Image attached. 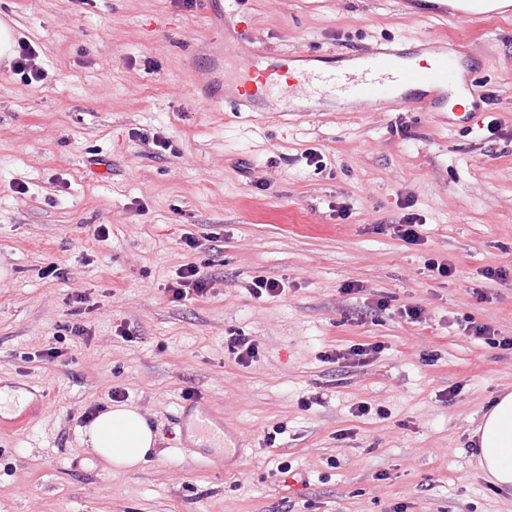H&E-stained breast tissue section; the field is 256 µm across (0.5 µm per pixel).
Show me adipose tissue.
Instances as JSON below:
<instances>
[{
	"label": "adipose tissue",
	"instance_id": "obj_1",
	"mask_svg": "<svg viewBox=\"0 0 512 512\" xmlns=\"http://www.w3.org/2000/svg\"><path fill=\"white\" fill-rule=\"evenodd\" d=\"M475 434L480 467L497 486L512 487V392L495 399ZM81 440L114 469L126 470L145 461L156 435L138 408L119 405L97 414L82 428Z\"/></svg>",
	"mask_w": 512,
	"mask_h": 512
}]
</instances>
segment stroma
Masks as SVG:
<instances>
[{
    "instance_id": "stroma-1",
    "label": "stroma",
    "mask_w": 512,
    "mask_h": 512,
    "mask_svg": "<svg viewBox=\"0 0 512 512\" xmlns=\"http://www.w3.org/2000/svg\"><path fill=\"white\" fill-rule=\"evenodd\" d=\"M242 8L250 41L204 57L188 50L212 23L199 4L0 0L45 73L29 86L0 68V392L20 409L41 404L29 430H0V512H512V489L478 467L474 435L512 391V349L460 325L512 336V16L445 22L399 0ZM417 38L464 46L472 120L219 112L194 92L215 78V56L238 71L257 47ZM153 137L168 149L152 150ZM407 210L420 244L386 230ZM431 258L455 274L432 276ZM51 262L60 278H42ZM185 264L211 290L178 304L166 287ZM495 267L506 280L485 279ZM261 276L283 293L254 298ZM351 282L360 292L344 293ZM81 291L93 308L77 317ZM410 306L420 322L403 317ZM79 321L88 338L70 333ZM233 336L257 345L250 366L229 353ZM56 337L66 353L50 363ZM357 343L384 350L363 367L326 361ZM116 389L158 436L131 472L81 443L87 412L112 406ZM197 401L246 442L223 474L196 464L178 420ZM362 401L371 415L356 416ZM471 325H466L464 331L472 332V335L477 339L484 340L485 343L502 346L504 349H512V337L498 338V332L496 329L486 324H475L472 321H466Z\"/></svg>"
}]
</instances>
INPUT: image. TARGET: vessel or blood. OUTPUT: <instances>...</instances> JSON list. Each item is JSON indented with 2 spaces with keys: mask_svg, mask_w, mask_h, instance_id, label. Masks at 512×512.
Returning a JSON list of instances; mask_svg holds the SVG:
<instances>
[{
  "mask_svg": "<svg viewBox=\"0 0 512 512\" xmlns=\"http://www.w3.org/2000/svg\"><path fill=\"white\" fill-rule=\"evenodd\" d=\"M423 14L443 20L487 18L512 14V4L501 0H426ZM224 26H210L208 36L223 33L225 39L240 43L250 38L251 20L233 12ZM465 50L460 45L428 47L413 41L388 40L350 54L254 52L253 66L234 82L214 86L209 103L218 109L251 112L281 100L289 112L299 101L314 104L336 100L358 104L390 103L398 108H423L447 112L448 95L466 97L471 80ZM181 424L193 433L213 438L214 417L207 411L186 407Z\"/></svg>",
  "mask_w": 512,
  "mask_h": 512,
  "instance_id": "b4317fda",
  "label": "vessel or blood"
}]
</instances>
